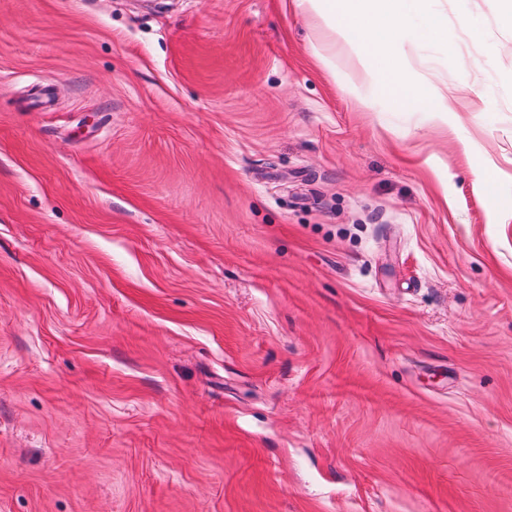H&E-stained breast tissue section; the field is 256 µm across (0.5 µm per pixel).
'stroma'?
<instances>
[{"label":"stroma","mask_w":512,"mask_h":512,"mask_svg":"<svg viewBox=\"0 0 512 512\" xmlns=\"http://www.w3.org/2000/svg\"><path fill=\"white\" fill-rule=\"evenodd\" d=\"M409 26L454 111L296 0H0V512H512V14Z\"/></svg>","instance_id":"1"}]
</instances>
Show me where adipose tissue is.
I'll list each match as a JSON object with an SVG mask.
<instances>
[{"label":"adipose tissue","mask_w":512,"mask_h":512,"mask_svg":"<svg viewBox=\"0 0 512 512\" xmlns=\"http://www.w3.org/2000/svg\"><path fill=\"white\" fill-rule=\"evenodd\" d=\"M304 11L316 23L329 28L346 45L380 55L387 64L388 77L407 86L413 103L438 95L440 111H448V91L408 87L403 44L408 33L406 0H300Z\"/></svg>","instance_id":"1"}]
</instances>
